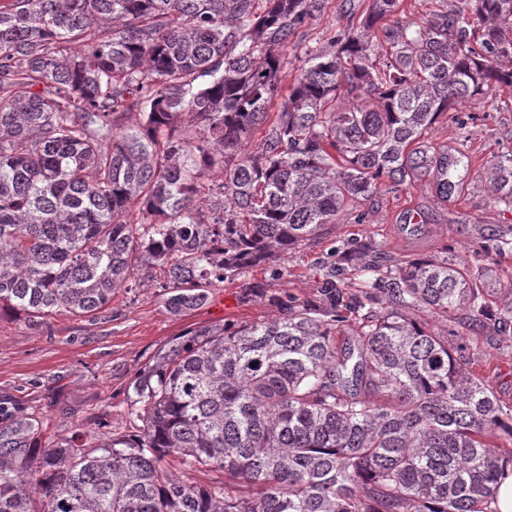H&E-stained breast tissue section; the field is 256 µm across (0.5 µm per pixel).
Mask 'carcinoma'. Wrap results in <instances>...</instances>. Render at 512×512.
<instances>
[{
	"label": "carcinoma",
	"instance_id": "1",
	"mask_svg": "<svg viewBox=\"0 0 512 512\" xmlns=\"http://www.w3.org/2000/svg\"><path fill=\"white\" fill-rule=\"evenodd\" d=\"M461 2L346 11L282 97L279 50L325 0H0V312L93 316L152 264L180 314L382 191L430 177L448 201L469 158L430 130L512 88V0ZM491 180L512 209V150ZM370 253L347 256L356 290L332 268L317 301L173 339L133 384L134 439L43 445L0 408V512H498L512 405L408 313L505 332L512 306L490 309L480 263Z\"/></svg>",
	"mask_w": 512,
	"mask_h": 512
}]
</instances>
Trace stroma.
<instances>
[{
  "mask_svg": "<svg viewBox=\"0 0 512 512\" xmlns=\"http://www.w3.org/2000/svg\"><path fill=\"white\" fill-rule=\"evenodd\" d=\"M360 0H326L315 20L299 29L282 55L281 89H288L303 65L305 44L319 42L344 24V12ZM474 121L459 126L442 117L430 131L438 148L467 143L474 159L461 193L438 203L431 181L393 193H381L364 205V223L338 217L318 238L296 246L277 259L279 278L267 265L252 268L249 279L258 293L246 294L240 279L214 288L209 300L188 312L172 313L166 305L159 268L141 271L131 288L112 295L108 309L94 317L52 312L40 329L23 317L0 313V402L23 407L38 420L47 437L74 434L95 445L107 437L132 434L127 419L135 376L155 353L191 328L206 324H245L279 313V298L319 299L323 263L332 251L373 245L381 264L414 259H484L498 305L512 302V252L498 254L499 237L512 239V212L502 209L486 178L495 157L512 149V89L490 95L470 108ZM416 317L430 329L448 333L454 355L512 404V333L475 330L464 315L444 320L425 311Z\"/></svg>",
  "mask_w": 512,
  "mask_h": 512,
  "instance_id": "obj_1",
  "label": "stroma"
}]
</instances>
